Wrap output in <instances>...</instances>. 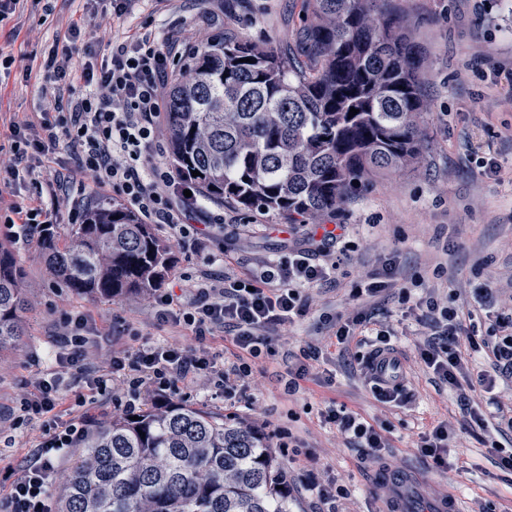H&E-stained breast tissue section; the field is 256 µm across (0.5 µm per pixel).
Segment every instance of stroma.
Here are the masks:
<instances>
[{
    "instance_id": "stroma-1",
    "label": "stroma",
    "mask_w": 512,
    "mask_h": 512,
    "mask_svg": "<svg viewBox=\"0 0 512 512\" xmlns=\"http://www.w3.org/2000/svg\"><path fill=\"white\" fill-rule=\"evenodd\" d=\"M397 2L410 40L425 58L426 151L413 166L351 195L333 216V223L348 227L336 277L305 289V317L288 330L267 332L269 351L252 360L249 384L221 396L199 383L188 388L185 401L291 432L301 447L278 451L288 481L299 484L314 476L343 485L349 495L337 502L338 512H376L389 489L375 474L386 467L419 476L414 490L419 501L454 494L464 499L467 512H479L483 504L512 512V472L496 467L479 436L460 429L449 469L436 467L416 448L420 433L441 422L458 426L463 413L455 397L431 383L419 357L429 334L425 309L402 303L397 291L404 284L414 298L432 296L466 309L476 308V289L512 292V0ZM52 5L48 14L36 0H21L15 14L0 22V52L15 58L9 76L0 79V141L12 124L36 122L52 111L53 88L42 62L71 23L118 38L144 23L177 27L190 44L231 31L284 56L310 10L308 0H146L120 19L111 0H53ZM218 214L224 223L214 226L206 250L189 242L174 248L172 278L192 280L209 267L242 277L261 262L287 261L289 246L307 245L304 227L205 196L191 206L190 221L211 224ZM0 245L16 257L29 290L22 345L0 357L2 498L8 472L37 448L48 419L85 416L96 422L120 413L114 397L123 386L106 368L113 345L136 349L183 337L157 321L149 299L71 294L48 272L39 238L18 244L0 223ZM389 259L393 287L372 298H354L361 276ZM356 312L367 316L371 329L391 332L412 393L407 404L378 401L358 363L359 346L337 344L334 317ZM66 314L87 318L96 333L89 368L71 375L50 418L20 419L21 396L54 368L55 351L67 343L60 329ZM310 346L318 350V361L294 393H285L289 366ZM340 404L388 437L383 459H372L324 421L323 412Z\"/></svg>"
}]
</instances>
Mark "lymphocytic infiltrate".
Returning a JSON list of instances; mask_svg holds the SVG:
<instances>
[{
  "label": "lymphocytic infiltrate",
  "mask_w": 512,
  "mask_h": 512,
  "mask_svg": "<svg viewBox=\"0 0 512 512\" xmlns=\"http://www.w3.org/2000/svg\"><path fill=\"white\" fill-rule=\"evenodd\" d=\"M106 53L101 64L76 60L78 41ZM177 32L163 37L139 33L125 39L83 34L71 25L68 42L51 48L44 67L56 85L54 104L60 119H42L37 131L12 125L7 151L10 165L0 170V181L11 183L20 174L34 175L36 164L50 151L71 149L78 174L59 175L47 182L49 202L22 207L12 205L9 221L13 240H25L58 221L81 223L87 211L88 188L119 195L150 224L167 225L177 242L208 239V231L190 224L185 192L187 183L166 167L148 161L158 141L167 110L164 88L170 62L180 52ZM314 250H293L287 264L264 263L241 279L227 273L203 271L197 280L178 287L155 289L151 295L159 322L174 330L190 331L192 344H153L136 350L114 348L109 363L113 377L127 393L147 390L157 404L178 399L184 387L206 382L216 393L231 392L252 374L250 361L259 357L267 330L291 325L308 312L302 291L330 280L335 273V229L309 231ZM433 336L420 347L419 356L435 380L457 389L492 393L500 383L512 381V312L499 313L489 334L477 336L476 309H457L430 298ZM70 344L55 354L60 372L39 379L32 393L20 400L24 415L51 413L62 399L67 383L63 369L84 361L93 343L87 321L65 316ZM231 331L241 361L224 364L206 345L209 336ZM326 423L371 455L382 454L389 442L374 425L347 408H328ZM87 420L55 423L47 436L10 482L0 512H55L58 468L87 435Z\"/></svg>",
  "instance_id": "lymphocytic-infiltrate-1"
}]
</instances>
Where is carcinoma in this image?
I'll return each instance as SVG.
<instances>
[{
  "label": "carcinoma",
  "instance_id": "carcinoma-1",
  "mask_svg": "<svg viewBox=\"0 0 512 512\" xmlns=\"http://www.w3.org/2000/svg\"><path fill=\"white\" fill-rule=\"evenodd\" d=\"M311 7L298 32L304 59L228 32L197 46L188 75L172 85L167 158L205 196L318 221L422 156L425 59L394 0ZM40 243L55 278L93 297L146 296L174 264L154 225L118 200L89 211L64 243ZM26 307L22 269L0 247V354L19 348ZM86 448L56 490L57 512H292L265 435L183 402L101 421Z\"/></svg>",
  "mask_w": 512,
  "mask_h": 512
}]
</instances>
